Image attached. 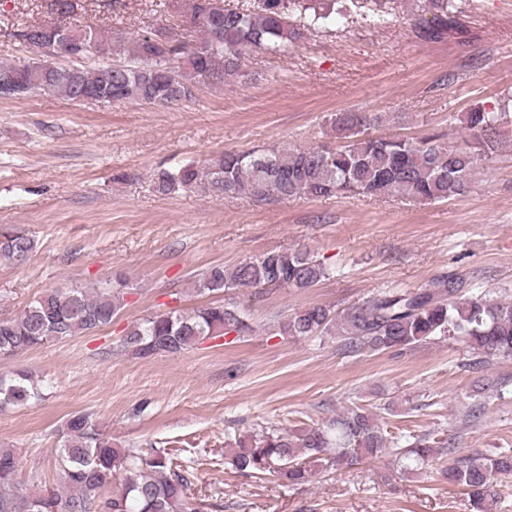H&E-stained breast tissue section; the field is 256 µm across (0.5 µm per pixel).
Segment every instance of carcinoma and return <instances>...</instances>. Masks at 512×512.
<instances>
[{"mask_svg":"<svg viewBox=\"0 0 512 512\" xmlns=\"http://www.w3.org/2000/svg\"><path fill=\"white\" fill-rule=\"evenodd\" d=\"M410 21L422 38L435 39L458 26L454 0H421ZM385 0H253L227 8L223 0H192L183 22L196 34L180 41L161 25L128 37L96 25H73L82 40L61 47L62 32L46 23L24 24L14 37L30 53L27 61H0V80L12 97L41 91L77 101L96 94L103 103L142 102L175 107L189 100L197 84L221 85L241 74L242 58L253 51L285 53L314 26L353 10L373 26L389 22ZM94 56L93 68L55 66L51 59ZM118 57L112 61V57ZM497 112L476 109L466 116L470 140L445 146L438 136L420 140L372 136L379 117L339 112L331 125L346 144L285 149L268 146L250 152L226 150L198 165L162 169L154 189L172 195L196 188L215 197H245L257 203L294 197L324 198L349 192L363 196L442 202L465 194L478 160L499 151ZM26 235H0V256L21 260L32 251ZM330 275L317 256L300 249L266 252L231 267L217 264L195 275L192 290L210 296L242 288L254 296L280 288L306 291ZM122 285L88 290L51 291L15 317L0 321V354L10 356L37 345L89 333L112 323L125 307ZM279 333L292 337L334 336L352 353L401 351L435 336L463 342L482 359H512V302L472 292L467 278L452 273L432 279L415 292L385 291L335 311L313 304L277 321ZM252 330L245 312L214 301L192 315L172 309L127 328L121 350L141 359L176 355L211 338ZM39 397L37 384L23 375L0 372V410ZM231 465L251 475L278 472L292 483L311 474L310 464L352 467L392 452L403 471L415 472L444 455L447 441L428 435L400 446L373 412L358 407L322 426L295 430L265 428L227 443ZM57 456L63 485L35 493L17 490V452L0 448V512H192L189 478L161 448H114L105 431L85 413L71 416ZM448 482L470 490L483 512L492 479L512 475V455L463 456L443 471Z\"/></svg>","mask_w":512,"mask_h":512,"instance_id":"carcinoma-1","label":"carcinoma"}]
</instances>
